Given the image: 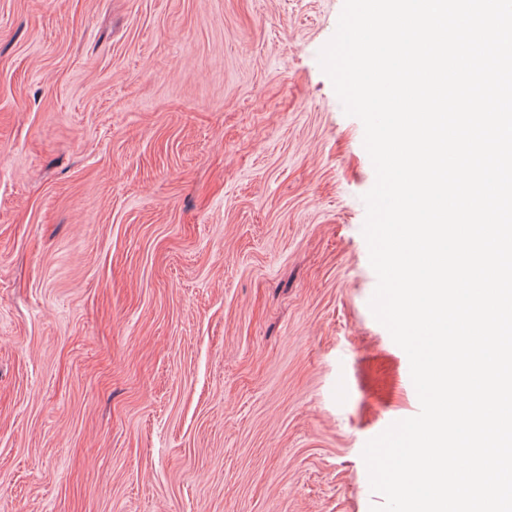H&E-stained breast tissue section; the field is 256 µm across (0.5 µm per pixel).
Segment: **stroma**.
<instances>
[{
	"label": "stroma",
	"mask_w": 512,
	"mask_h": 512,
	"mask_svg": "<svg viewBox=\"0 0 512 512\" xmlns=\"http://www.w3.org/2000/svg\"><path fill=\"white\" fill-rule=\"evenodd\" d=\"M344 0H0V512H370Z\"/></svg>",
	"instance_id": "obj_1"
}]
</instances>
